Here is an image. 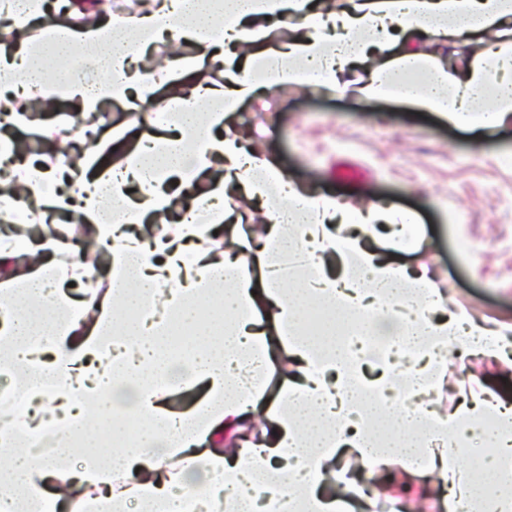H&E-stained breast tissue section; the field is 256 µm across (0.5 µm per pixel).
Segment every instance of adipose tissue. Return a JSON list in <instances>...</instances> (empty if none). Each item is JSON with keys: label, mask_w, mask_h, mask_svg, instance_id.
I'll return each instance as SVG.
<instances>
[{"label": "adipose tissue", "mask_w": 512, "mask_h": 512, "mask_svg": "<svg viewBox=\"0 0 512 512\" xmlns=\"http://www.w3.org/2000/svg\"><path fill=\"white\" fill-rule=\"evenodd\" d=\"M100 8L104 19L87 20L76 8L60 27L43 0H0L6 16L37 20L43 51L68 61L57 72L29 45L1 48L0 84L30 102L67 100L80 122L107 101L157 99L169 75L133 71L135 44L175 32L204 45L211 62L223 63L228 46L250 47V60L224 86H192L190 100L175 107L178 121L160 120L172 134L139 142L112 175L94 172L92 149L71 166L50 158L15 164L0 182V194L23 198L33 223L77 212L95 237L90 253L60 233L0 244V268L16 270L0 281V368L22 400L0 405V512H177L186 500L197 512H223L231 489L238 512H338L339 498L322 484L342 450L371 475L438 474L451 490L448 512H512V406L491 394L449 413L422 405L443 388L449 348L512 366V325L443 314L427 270L370 248L385 227L394 250L415 251L413 215L309 194L224 128L264 88L346 92V66L361 61L358 93L367 100L406 102L477 135L511 124L512 0H347L337 15L309 0H157L135 14L102 0ZM285 19L297 22L291 39L267 45L271 26ZM423 34L448 48L464 35L495 42L460 70L423 52ZM202 97L214 110L199 111ZM214 169L221 177L198 192ZM229 192L284 196L288 206L257 238L222 246L212 230ZM184 196L209 222L183 217L141 230L146 216ZM337 222L345 233L334 232ZM33 253L43 262L20 272ZM94 271L104 289L73 298L69 285H84ZM204 305L210 317L202 322ZM313 308L329 321L311 323ZM373 309L388 310V319L371 318ZM336 316L349 340H333ZM354 336L391 343L356 351ZM200 385L205 393L189 408H170L172 397ZM392 391L420 409L389 413L379 397ZM258 409L267 427L257 432L250 423ZM131 419L140 427L134 443L125 435ZM38 438L52 442L51 455L32 452ZM478 445L496 449L486 487L458 467Z\"/></svg>", "instance_id": "1"}]
</instances>
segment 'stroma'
<instances>
[{"instance_id":"obj_1","label":"stroma","mask_w":512,"mask_h":512,"mask_svg":"<svg viewBox=\"0 0 512 512\" xmlns=\"http://www.w3.org/2000/svg\"><path fill=\"white\" fill-rule=\"evenodd\" d=\"M70 113L65 101L33 113L11 131L16 153L39 156L45 129L64 126ZM98 117L118 136L115 149L100 157L105 168L138 140L162 133L123 102L105 104ZM225 123L248 152L274 160L306 191L360 210L379 202L415 214L417 251L392 252L385 237L375 249L403 264L426 265L447 310L512 323V125L477 139L411 105L364 100L354 85L343 94L282 85L243 101ZM342 161L364 171L361 185L334 176ZM444 383L435 402L442 410L481 390L512 402V368L489 357L449 349Z\"/></svg>"}]
</instances>
